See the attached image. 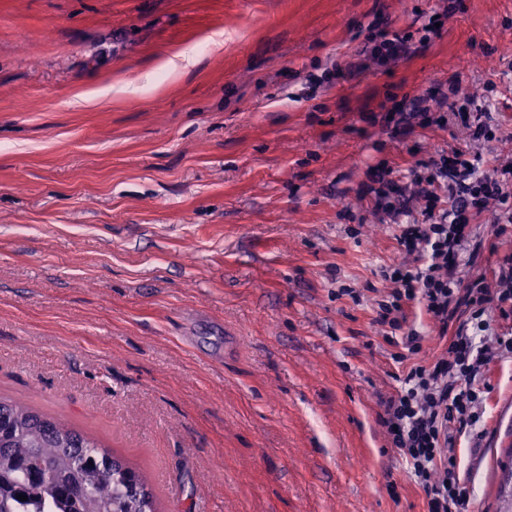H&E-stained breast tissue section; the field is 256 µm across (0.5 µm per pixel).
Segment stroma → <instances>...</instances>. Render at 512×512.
Returning <instances> with one entry per match:
<instances>
[{
    "instance_id": "1",
    "label": "stroma",
    "mask_w": 512,
    "mask_h": 512,
    "mask_svg": "<svg viewBox=\"0 0 512 512\" xmlns=\"http://www.w3.org/2000/svg\"><path fill=\"white\" fill-rule=\"evenodd\" d=\"M451 0H0V397L140 471L159 512H427L379 421L404 365L373 322L421 205L384 170L471 143L512 163V0L325 83L367 25ZM488 100L469 142L440 96ZM411 132L396 135L393 113ZM493 277L512 223L476 225ZM452 442L470 512L512 470V354Z\"/></svg>"
}]
</instances>
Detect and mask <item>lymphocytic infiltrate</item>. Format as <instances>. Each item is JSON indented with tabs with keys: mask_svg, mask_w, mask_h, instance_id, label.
<instances>
[{
	"mask_svg": "<svg viewBox=\"0 0 512 512\" xmlns=\"http://www.w3.org/2000/svg\"><path fill=\"white\" fill-rule=\"evenodd\" d=\"M411 40L407 32L370 25L357 61L334 66L332 75L351 76L371 63L386 65L407 55ZM408 172L416 197L425 202L426 221L403 225L397 235L406 260L381 267L380 276L392 289L378 301L374 322L388 343L419 353L423 338L407 320L414 305H423L448 347L433 363L409 368L401 389L384 401L380 422L405 460L409 479L424 489L428 512H467L450 434L466 432L480 418V383L493 350L475 347L473 334L487 329V304L512 302V253L499 263L491 285L481 276L462 280L459 267L473 223L487 216L496 224L512 223V165L457 148L435 152L426 172L414 165ZM462 307L469 316L460 322L456 313Z\"/></svg>",
	"mask_w": 512,
	"mask_h": 512,
	"instance_id": "1",
	"label": "lymphocytic infiltrate"
}]
</instances>
